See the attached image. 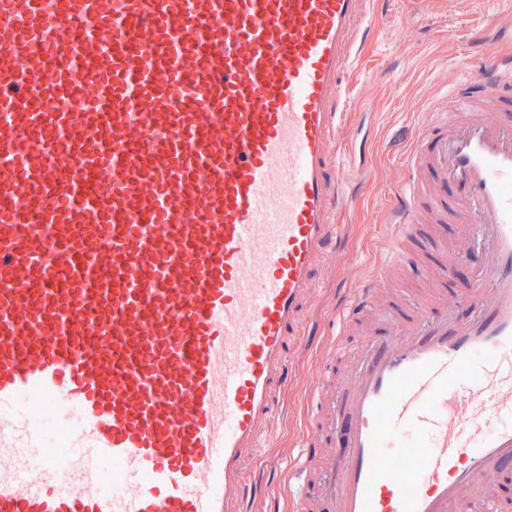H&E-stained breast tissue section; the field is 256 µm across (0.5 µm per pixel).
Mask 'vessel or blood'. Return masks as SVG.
<instances>
[{"label": "vessel or blood", "instance_id": "1", "mask_svg": "<svg viewBox=\"0 0 512 512\" xmlns=\"http://www.w3.org/2000/svg\"><path fill=\"white\" fill-rule=\"evenodd\" d=\"M359 4L0 0V512H247L345 239ZM483 69L417 130L390 234L421 261L457 225L477 278L388 311L317 401L328 512H512L472 491L512 468V59Z\"/></svg>", "mask_w": 512, "mask_h": 512}]
</instances>
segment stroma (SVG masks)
Segmentation results:
<instances>
[{
	"label": "stroma",
	"instance_id": "obj_1",
	"mask_svg": "<svg viewBox=\"0 0 512 512\" xmlns=\"http://www.w3.org/2000/svg\"><path fill=\"white\" fill-rule=\"evenodd\" d=\"M363 6L368 27L342 77L346 247L308 302L310 340L293 359L273 446L254 467L260 497L253 512H290L299 478L297 453L312 431L307 412L322 382L319 370L329 365L336 387H343L349 360L362 348L361 331L377 324L369 318L360 332L342 330L348 288L372 277L380 305L433 300L439 281L432 263L386 259L396 195L413 178L402 158L417 129L435 109L447 106L456 84L473 78L494 48L512 54V41L498 46L491 41L497 30L512 29V0H363Z\"/></svg>",
	"mask_w": 512,
	"mask_h": 512
}]
</instances>
